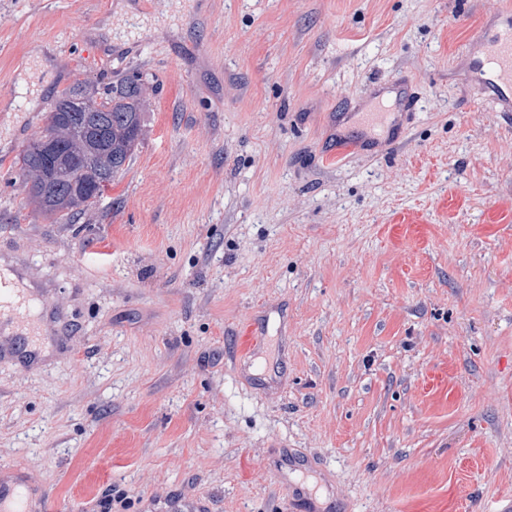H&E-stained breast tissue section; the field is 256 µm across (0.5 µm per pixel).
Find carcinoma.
<instances>
[{
    "instance_id": "obj_1",
    "label": "carcinoma",
    "mask_w": 512,
    "mask_h": 512,
    "mask_svg": "<svg viewBox=\"0 0 512 512\" xmlns=\"http://www.w3.org/2000/svg\"><path fill=\"white\" fill-rule=\"evenodd\" d=\"M145 83L144 73L136 71L94 90L78 80L61 91L17 161L38 211L61 219L97 205L140 142ZM40 138L62 150L64 163L48 161L34 146Z\"/></svg>"
}]
</instances>
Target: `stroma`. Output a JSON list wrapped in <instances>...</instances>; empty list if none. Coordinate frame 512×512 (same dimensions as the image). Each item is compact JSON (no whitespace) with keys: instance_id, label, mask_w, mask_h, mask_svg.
I'll return each instance as SVG.
<instances>
[{"instance_id":"1","label":"stroma","mask_w":512,"mask_h":512,"mask_svg":"<svg viewBox=\"0 0 512 512\" xmlns=\"http://www.w3.org/2000/svg\"><path fill=\"white\" fill-rule=\"evenodd\" d=\"M512 0H0V261L65 335L0 362V465L42 512H488L512 499V114L474 80ZM148 77L72 223L14 161L59 92ZM417 97L360 137L370 91ZM286 348L243 357L247 327Z\"/></svg>"}]
</instances>
